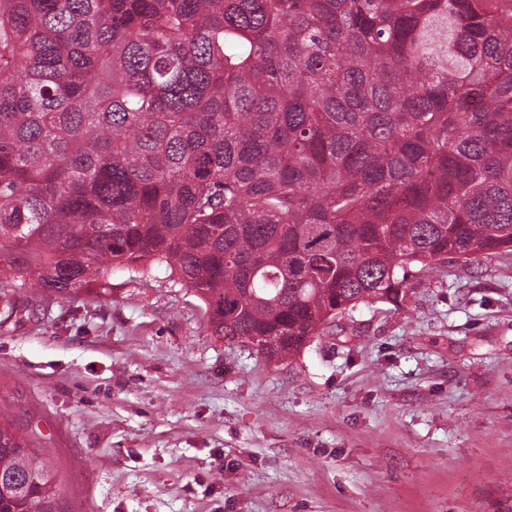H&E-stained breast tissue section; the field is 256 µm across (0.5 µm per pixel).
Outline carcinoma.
Returning a JSON list of instances; mask_svg holds the SVG:
<instances>
[{
	"mask_svg": "<svg viewBox=\"0 0 512 512\" xmlns=\"http://www.w3.org/2000/svg\"><path fill=\"white\" fill-rule=\"evenodd\" d=\"M510 250L512 0H0V327L150 261L280 360ZM0 512H58L2 420Z\"/></svg>",
	"mask_w": 512,
	"mask_h": 512,
	"instance_id": "obj_1",
	"label": "carcinoma"
}]
</instances>
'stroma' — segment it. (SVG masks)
Listing matches in <instances>:
<instances>
[{
  "instance_id": "35a3bbf8",
  "label": "stroma",
  "mask_w": 512,
  "mask_h": 512,
  "mask_svg": "<svg viewBox=\"0 0 512 512\" xmlns=\"http://www.w3.org/2000/svg\"><path fill=\"white\" fill-rule=\"evenodd\" d=\"M410 286L273 362L117 270L0 328V416L60 512H512V253Z\"/></svg>"
}]
</instances>
